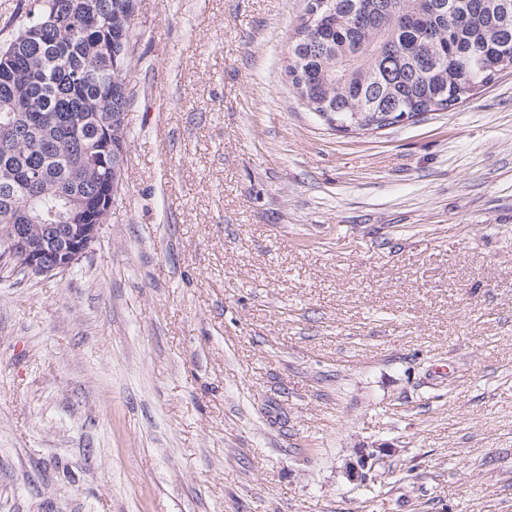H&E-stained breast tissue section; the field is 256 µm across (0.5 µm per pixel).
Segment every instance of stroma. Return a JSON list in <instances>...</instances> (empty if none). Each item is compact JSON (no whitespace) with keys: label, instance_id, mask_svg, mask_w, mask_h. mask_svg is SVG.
<instances>
[{"label":"stroma","instance_id":"1","mask_svg":"<svg viewBox=\"0 0 512 512\" xmlns=\"http://www.w3.org/2000/svg\"><path fill=\"white\" fill-rule=\"evenodd\" d=\"M308 4L138 0L110 220L0 276V512H512V73L337 129Z\"/></svg>","mask_w":512,"mask_h":512}]
</instances>
